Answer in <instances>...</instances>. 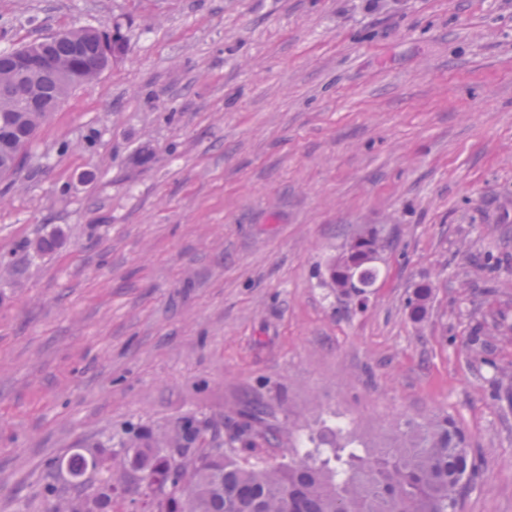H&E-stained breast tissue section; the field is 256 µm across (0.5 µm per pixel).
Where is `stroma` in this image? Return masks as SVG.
<instances>
[{"label": "stroma", "mask_w": 512, "mask_h": 512, "mask_svg": "<svg viewBox=\"0 0 512 512\" xmlns=\"http://www.w3.org/2000/svg\"><path fill=\"white\" fill-rule=\"evenodd\" d=\"M81 27L126 55L0 178V512L188 419L266 467L437 414L471 438L462 512H512V6L0 0V50ZM366 228L346 294L327 265ZM367 236H370L369 239H366ZM379 236L380 232L373 228L362 231L353 239L366 240L362 245V247L365 248L364 251L360 252L358 255L348 257L346 254V245L336 258L331 261L328 267V274L334 287L337 285L343 288L344 292L354 291L361 293L364 291V288L373 286L377 280L378 271L370 266V264L376 259L378 253L384 247L381 240L382 238L380 239ZM350 265L357 267L352 274L347 273L351 269ZM358 273H360L359 279L357 278Z\"/></svg>", "instance_id": "obj_1"}]
</instances>
